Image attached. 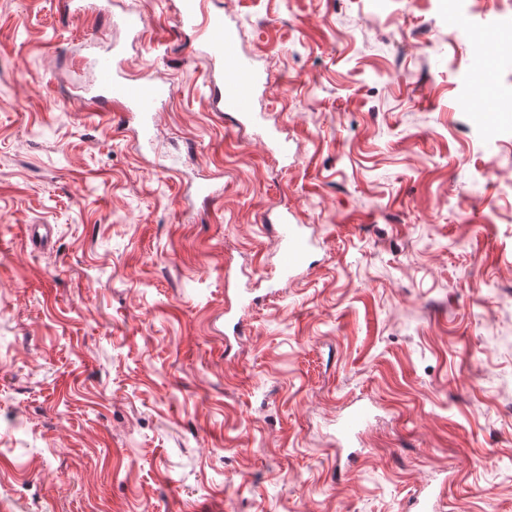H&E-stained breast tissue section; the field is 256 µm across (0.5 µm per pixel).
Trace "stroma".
<instances>
[{"label":"stroma","instance_id":"obj_1","mask_svg":"<svg viewBox=\"0 0 512 512\" xmlns=\"http://www.w3.org/2000/svg\"><path fill=\"white\" fill-rule=\"evenodd\" d=\"M177 5L112 0L134 41L0 0V512H415L438 483L437 512H512V0H207L288 167L212 111ZM93 40L173 84L154 152L70 99ZM480 68L506 102L485 125L458 107ZM286 209L318 245L279 284ZM370 408L366 405H356L347 414L342 426L341 433L344 438L356 434L369 420Z\"/></svg>","mask_w":512,"mask_h":512}]
</instances>
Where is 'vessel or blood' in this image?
<instances>
[{
  "label": "vessel or blood",
  "mask_w": 512,
  "mask_h": 512,
  "mask_svg": "<svg viewBox=\"0 0 512 512\" xmlns=\"http://www.w3.org/2000/svg\"><path fill=\"white\" fill-rule=\"evenodd\" d=\"M176 21L179 28L201 27L206 32L200 54L208 65L214 111L226 114L239 126L259 122L255 103L267 78L245 55L238 29L226 21L223 12L202 14L201 0H179ZM86 61L96 77V93L89 98L93 109L134 112L147 124L160 104L173 94L171 86L154 77L133 79L122 75L115 70L111 55L92 51ZM277 239L280 275L286 281L294 279L307 262L313 239L289 212L278 217ZM369 417L368 406H354L341 426L343 437L356 434Z\"/></svg>",
  "instance_id": "1"
}]
</instances>
